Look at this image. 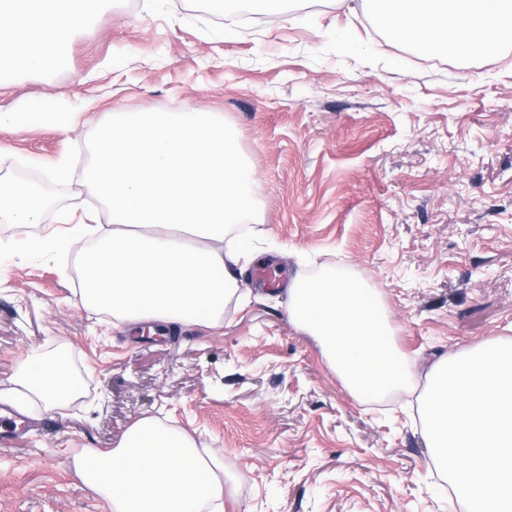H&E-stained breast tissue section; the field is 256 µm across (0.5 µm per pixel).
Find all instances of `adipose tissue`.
I'll use <instances>...</instances> for the list:
<instances>
[{
    "label": "adipose tissue",
    "instance_id": "1",
    "mask_svg": "<svg viewBox=\"0 0 512 512\" xmlns=\"http://www.w3.org/2000/svg\"><path fill=\"white\" fill-rule=\"evenodd\" d=\"M90 0H0V64L38 70L60 61L87 25ZM389 42L439 55L491 52L512 43V0H364ZM86 182L103 206L74 225L29 241L33 251L80 258L81 306L125 323L187 325L220 320L238 290L223 274L224 237L254 210L253 173L230 126L216 113L115 112L97 130ZM43 207L27 188L0 180V216L39 223ZM107 214L111 231L98 220ZM20 393L46 407L78 392L64 353L34 354ZM81 482L111 512H212L224 508V463L189 432L146 417L115 448L74 459Z\"/></svg>",
    "mask_w": 512,
    "mask_h": 512
}]
</instances>
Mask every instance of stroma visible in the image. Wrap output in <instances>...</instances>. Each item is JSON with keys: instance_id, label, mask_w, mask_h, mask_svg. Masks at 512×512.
<instances>
[{"instance_id": "stroma-1", "label": "stroma", "mask_w": 512, "mask_h": 512, "mask_svg": "<svg viewBox=\"0 0 512 512\" xmlns=\"http://www.w3.org/2000/svg\"><path fill=\"white\" fill-rule=\"evenodd\" d=\"M349 34V45L339 43ZM46 104L75 127L0 129V179L47 185L39 223L0 218V512H110L77 478L138 419L186 429L224 462V512H449L416 399L430 362L512 339V47L435 56L390 43L363 0H284L267 23H219L208 0H97L63 60L0 73V113ZM222 113L253 167L250 262L215 326L145 335L74 294L76 254L26 240L98 207L83 169L108 113ZM70 164L68 181L50 173ZM260 260L296 278L346 270L388 308L420 372L380 400L353 395ZM66 353L80 396L50 410L16 391L33 353Z\"/></svg>"}]
</instances>
